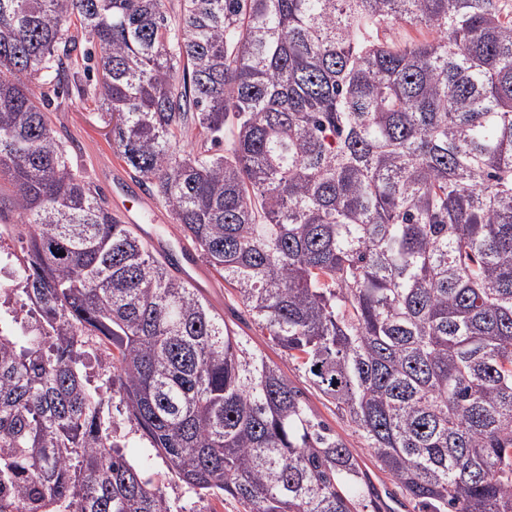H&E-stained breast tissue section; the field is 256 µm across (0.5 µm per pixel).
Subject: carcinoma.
Masks as SVG:
<instances>
[{"mask_svg": "<svg viewBox=\"0 0 512 512\" xmlns=\"http://www.w3.org/2000/svg\"><path fill=\"white\" fill-rule=\"evenodd\" d=\"M80 28L118 156L414 512H512V0H0V512H174L110 399L196 494L385 512L73 166L31 84Z\"/></svg>", "mask_w": 512, "mask_h": 512, "instance_id": "carcinoma-1", "label": "carcinoma"}]
</instances>
